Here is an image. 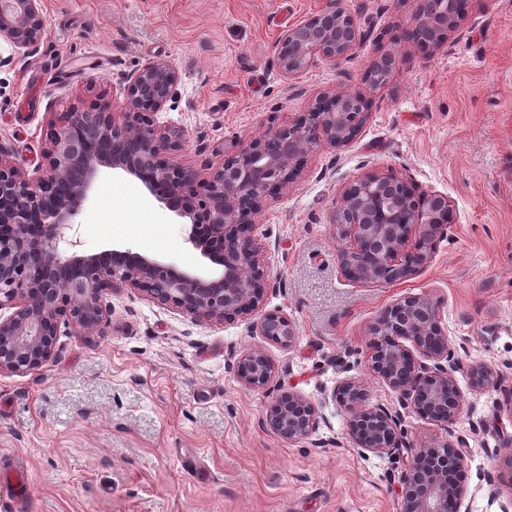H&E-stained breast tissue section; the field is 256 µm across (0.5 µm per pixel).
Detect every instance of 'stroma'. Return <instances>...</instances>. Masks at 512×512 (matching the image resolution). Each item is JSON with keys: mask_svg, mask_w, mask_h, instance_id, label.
Returning <instances> with one entry per match:
<instances>
[{"mask_svg": "<svg viewBox=\"0 0 512 512\" xmlns=\"http://www.w3.org/2000/svg\"><path fill=\"white\" fill-rule=\"evenodd\" d=\"M325 2L43 0L39 53L0 67V146L34 170L50 113L89 88L121 101L125 75L161 57L179 82L156 121L182 128L181 163L209 178L224 151L288 123L320 93L362 89L371 39L343 65L318 59L292 78L275 62L281 33ZM345 6L380 33L409 19L415 0ZM370 98L358 136L317 148L297 183L255 218L271 277L263 308L288 316L294 343H273L247 321L199 323L137 290L113 291L104 334L61 327L46 366L0 375V472L23 456L29 475L27 499L0 487V512H400L408 455L358 451L332 392L355 377L370 405L400 411L368 369L369 329L410 295L440 301L462 361L492 365L502 382L475 392L459 377L453 428L400 411L398 432L414 448L464 440L469 512L512 505V0H473L435 56L412 53ZM387 170L418 193L448 196L453 220L415 274L355 282L339 269L331 214L344 185ZM186 231L138 180L107 169L72 227L84 251L122 246L213 274ZM253 348L276 368L259 389L234 371ZM288 390L320 413L316 430L293 442L262 423L267 403Z\"/></svg>", "mask_w": 512, "mask_h": 512, "instance_id": "stroma-1", "label": "stroma"}]
</instances>
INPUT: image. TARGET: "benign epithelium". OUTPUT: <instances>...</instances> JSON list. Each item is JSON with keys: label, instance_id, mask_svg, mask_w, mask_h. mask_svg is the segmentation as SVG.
Returning <instances> with one entry per match:
<instances>
[{"label": "benign epithelium", "instance_id": "1", "mask_svg": "<svg viewBox=\"0 0 512 512\" xmlns=\"http://www.w3.org/2000/svg\"><path fill=\"white\" fill-rule=\"evenodd\" d=\"M43 0H0V40L15 57L35 55L47 19ZM455 0H417L409 21L379 47L362 81L377 89L405 61L394 45L410 43L430 57L447 43L462 14ZM367 37L343 0H327L319 12L284 31L275 56L289 77L311 60L336 65L350 59ZM178 82L176 68L163 58L147 60L124 80L122 103L98 94L53 113L41 163L29 175L0 148V375L38 370L55 355L60 324L75 334H102L109 325L105 296L134 288L176 308L197 322L249 319L263 305L270 277L252 231L263 202L300 177L311 152L326 143H350L364 126L372 102L362 92L332 90L309 110L266 134L239 142L224 153L206 180L178 161L184 134L155 123ZM138 179L147 192L187 224L186 241L209 262L215 276L180 267L129 249L87 253L66 230L96 188L100 168ZM448 197L421 196L415 185L393 173L371 172L346 184L331 215L342 274L355 281L390 283L406 278L431 259L435 240L450 223ZM252 327L282 346L296 338L294 324L267 311ZM369 367L398 393L404 409L448 428L461 414L457 374L474 391L496 388L501 375L485 362L463 364L455 357L440 302L405 296L386 307L370 328ZM239 380L263 388L275 373L273 361L251 350L235 365ZM332 398L348 414L347 434L355 447L396 453L405 447L397 433L400 413L367 402V391L352 377L336 383ZM318 423V408L302 394L283 392L267 406L265 424L294 441ZM402 475L400 512H461L465 465L461 447L410 448Z\"/></svg>", "mask_w": 512, "mask_h": 512}]
</instances>
